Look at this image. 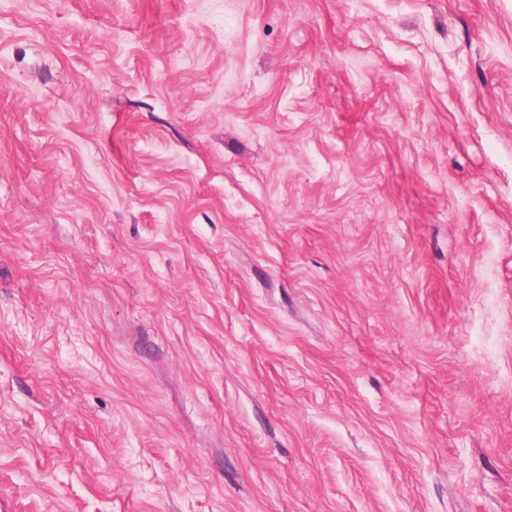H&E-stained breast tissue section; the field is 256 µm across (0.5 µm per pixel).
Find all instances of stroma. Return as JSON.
<instances>
[{"label": "stroma", "mask_w": 512, "mask_h": 512, "mask_svg": "<svg viewBox=\"0 0 512 512\" xmlns=\"http://www.w3.org/2000/svg\"><path fill=\"white\" fill-rule=\"evenodd\" d=\"M0 512H512V0H0Z\"/></svg>", "instance_id": "35a3bbf8"}]
</instances>
